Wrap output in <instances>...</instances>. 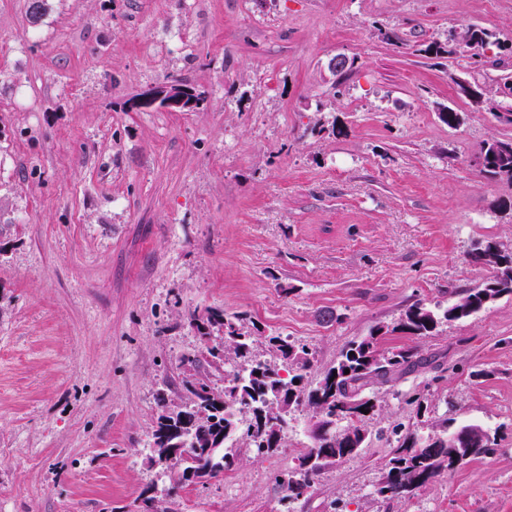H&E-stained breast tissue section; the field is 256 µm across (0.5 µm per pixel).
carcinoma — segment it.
Wrapping results in <instances>:
<instances>
[{"label": "carcinoma", "mask_w": 512, "mask_h": 512, "mask_svg": "<svg viewBox=\"0 0 512 512\" xmlns=\"http://www.w3.org/2000/svg\"><path fill=\"white\" fill-rule=\"evenodd\" d=\"M481 166L488 179L512 183V140L487 143ZM469 257L474 263L492 269L482 287L467 292L441 310L423 304L409 307L400 330L413 336H430L440 323L465 319L500 296L512 294V251H503L497 242L487 240L476 243ZM194 325L203 338L211 336L213 327L224 330L223 342L206 347L203 359L206 364L222 366L229 354L244 359L251 354L253 336L223 313L212 311L205 319L194 320ZM381 333L382 328L377 327L369 335L351 342L313 387L304 384L303 375L312 365L310 348L291 343L286 337L268 336L269 350L297 365L301 373L286 382L270 364L253 361L245 375H233L222 391L212 388L206 377L201 379L200 392L187 381V401L174 409L164 408L153 429L151 447L173 446L176 436L172 430L181 428L187 455L173 461L178 466L177 475L194 469L217 478L235 464L234 449L227 446L229 439L249 448L256 447L264 429L276 434L282 432L292 406L305 405L313 411L320 408L327 417L339 415L335 420H327L328 427L313 437V445L297 470L277 476L288 497H296L303 489L312 487L321 472L331 465V460L343 461L357 452L343 434L349 428L353 434H360L361 425L368 418L361 409L371 412L375 409L374 401L363 395V388L372 382L389 383L396 374L417 363L418 352L413 348L382 352ZM239 408H246L250 413L245 425L237 418ZM393 434L397 445L377 488L379 495L389 499L411 497L442 473L486 453L492 444L490 433L478 424L461 425L451 431L445 424L436 434L420 438L401 423L393 429Z\"/></svg>", "instance_id": "cac0c4a2"}]
</instances>
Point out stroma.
I'll return each mask as SVG.
<instances>
[{"label": "stroma", "instance_id": "obj_1", "mask_svg": "<svg viewBox=\"0 0 512 512\" xmlns=\"http://www.w3.org/2000/svg\"><path fill=\"white\" fill-rule=\"evenodd\" d=\"M469 26L489 33L478 67ZM510 74L512 0H46L36 23L0 0V512H139L147 490L169 512H512V295L396 329L483 285L476 242L512 250V186L481 174L512 126L459 91L507 108ZM173 80L204 105L129 108ZM210 309L307 344L310 385L380 326L381 350L423 362L369 389L363 448L303 497L275 477L306 430L177 490L152 432L159 398L185 401L184 359L219 340L191 323ZM446 419L491 448L379 496L393 427Z\"/></svg>", "mask_w": 512, "mask_h": 512}]
</instances>
